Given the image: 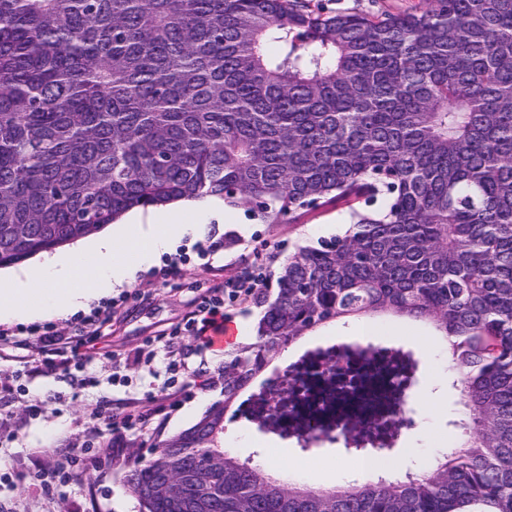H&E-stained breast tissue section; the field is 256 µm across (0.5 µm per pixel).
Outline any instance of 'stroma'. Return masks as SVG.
<instances>
[{"instance_id": "35a3bbf8", "label": "stroma", "mask_w": 512, "mask_h": 512, "mask_svg": "<svg viewBox=\"0 0 512 512\" xmlns=\"http://www.w3.org/2000/svg\"><path fill=\"white\" fill-rule=\"evenodd\" d=\"M229 220H211L207 231L183 242L160 264L174 263L171 276L139 271L122 287L97 334L81 336L80 316L54 320L59 348L80 345L81 362L61 364L38 336L20 322L0 323V512H139L124 484L132 450L149 455L159 440L192 426L223 400L225 353L175 335L197 308L206 289L239 280L257 268L272 270L297 245L329 238L343 230L336 214L301 224H263L244 208ZM368 331L372 343L395 342L419 361L418 382L440 376L444 386L435 403H422L415 423L404 431L391 456L397 476L419 473L454 447L464 415L448 346L421 321L374 316L336 322L302 337L274 360L284 367L303 351L329 340L356 341ZM184 365L177 381L171 364ZM224 445L240 459L275 457L292 477L315 486H338L351 476L338 464V448L324 449L316 468H305L304 448L256 424H227ZM94 459L83 469L69 466L76 451Z\"/></svg>"}]
</instances>
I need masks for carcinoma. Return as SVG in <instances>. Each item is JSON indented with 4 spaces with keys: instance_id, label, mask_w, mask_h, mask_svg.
Here are the masks:
<instances>
[{
    "instance_id": "cac0c4a2",
    "label": "carcinoma",
    "mask_w": 512,
    "mask_h": 512,
    "mask_svg": "<svg viewBox=\"0 0 512 512\" xmlns=\"http://www.w3.org/2000/svg\"><path fill=\"white\" fill-rule=\"evenodd\" d=\"M280 53L267 56L268 43ZM218 198L336 212L252 293L224 400L124 476L141 512H512V0L325 13L311 0H0V268L123 214ZM426 321L464 418L426 471L315 488L224 448L275 356L343 318ZM260 389L279 404L292 388Z\"/></svg>"
}]
</instances>
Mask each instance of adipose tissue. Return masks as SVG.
<instances>
[{
	"instance_id": "ef3b65f1",
	"label": "adipose tissue",
	"mask_w": 512,
	"mask_h": 512,
	"mask_svg": "<svg viewBox=\"0 0 512 512\" xmlns=\"http://www.w3.org/2000/svg\"><path fill=\"white\" fill-rule=\"evenodd\" d=\"M223 213V202L215 198L191 214L174 205L160 208L146 224L128 213L122 236L90 239L68 255L42 256L27 273L0 278V317L30 321L74 312L93 298L131 283L139 270L184 237L201 235L209 221Z\"/></svg>"
}]
</instances>
